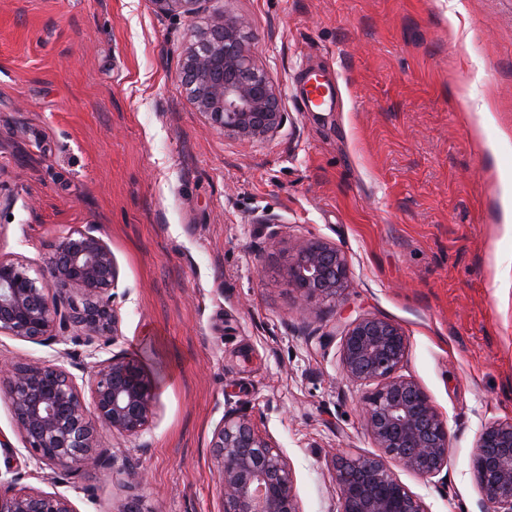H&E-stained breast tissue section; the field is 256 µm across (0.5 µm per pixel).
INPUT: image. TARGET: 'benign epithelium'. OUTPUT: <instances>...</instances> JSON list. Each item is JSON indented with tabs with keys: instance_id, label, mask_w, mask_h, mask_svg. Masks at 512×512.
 Returning <instances> with one entry per match:
<instances>
[{
	"instance_id": "benign-epithelium-1",
	"label": "benign epithelium",
	"mask_w": 512,
	"mask_h": 512,
	"mask_svg": "<svg viewBox=\"0 0 512 512\" xmlns=\"http://www.w3.org/2000/svg\"><path fill=\"white\" fill-rule=\"evenodd\" d=\"M209 0H152L173 18L194 16ZM241 21L219 15L180 64L181 83L197 109L220 129L244 140L264 139L286 121L269 78L245 47ZM288 278L304 301H336L348 287L345 254L324 242L297 245ZM118 270L112 249L96 228L67 233L52 244V258L34 277L27 264L0 259V335L52 345L76 338L95 355L113 342ZM78 292L83 307L70 293ZM340 365L354 384L375 382L365 401L366 428L381 454L336 456L340 512H428L423 500L394 475L396 463L426 478L441 474L448 459V424L429 395L397 375L408 337L396 323L375 316L340 321ZM86 405L77 377L49 362L0 366V386L29 455L71 473L108 469L111 458L96 444L109 429L138 436L157 408V387L142 362L117 353L93 365ZM211 448L223 490L224 512H300L292 470L282 452L237 408L224 413ZM474 478L494 512H512V420L489 421L472 458ZM0 512H75L58 493L16 489L0 473Z\"/></svg>"
}]
</instances>
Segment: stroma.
I'll list each match as a JSON object with an SVG mask.
<instances>
[{"instance_id": "1", "label": "stroma", "mask_w": 512, "mask_h": 512, "mask_svg": "<svg viewBox=\"0 0 512 512\" xmlns=\"http://www.w3.org/2000/svg\"><path fill=\"white\" fill-rule=\"evenodd\" d=\"M287 112L268 138L215 127L178 80L191 32L217 12ZM341 98L303 111L300 75ZM488 102L487 120L469 106ZM512 0H211L173 19L151 0H0V258L41 273L93 224L118 268L115 342L89 356L0 335V363L66 369L124 352L157 383L142 436L107 430V470L31 459L0 392V470L75 512H223L210 441L248 413L288 459L301 512H336V455H374L345 378L341 315L406 333L400 370L448 423L440 478L395 476L429 512H492L472 473L484 422L512 419ZM343 251L339 300L303 308L292 247Z\"/></svg>"}]
</instances>
